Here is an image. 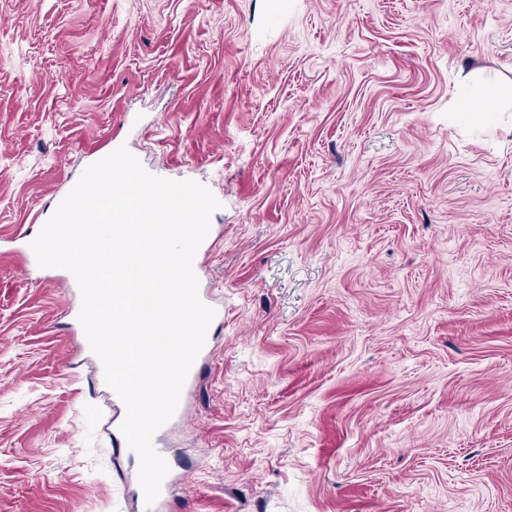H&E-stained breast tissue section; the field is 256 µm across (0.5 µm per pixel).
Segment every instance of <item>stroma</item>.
I'll return each mask as SVG.
<instances>
[{
    "label": "stroma",
    "mask_w": 512,
    "mask_h": 512,
    "mask_svg": "<svg viewBox=\"0 0 512 512\" xmlns=\"http://www.w3.org/2000/svg\"><path fill=\"white\" fill-rule=\"evenodd\" d=\"M122 146L220 203L164 512H512V0H0V512H143L16 237ZM212 350V338L208 335V330H207V334H206V340H205V344L202 348V350L200 351V353L198 354L197 358L195 359L189 373H188V376L186 378V381L184 383V386H183V389H182V392H181V396H180V401H179V404H178V407L173 415V417L168 421L170 422L171 420L179 417L180 415L183 414L184 412V409H183V396L184 394L190 390L191 388H193L194 384H195V380H196V376H197V368H198V364L200 362V360L205 357L207 354H209ZM167 422V423H168ZM166 423V424H167ZM165 424V425H166ZM163 425L161 428H159L154 436H153V439H152V442H153V446L155 448V450L161 455V448H158L157 447V443H156V439H157V436H158V433L160 432V430L165 426Z\"/></svg>",
    "instance_id": "1"
}]
</instances>
